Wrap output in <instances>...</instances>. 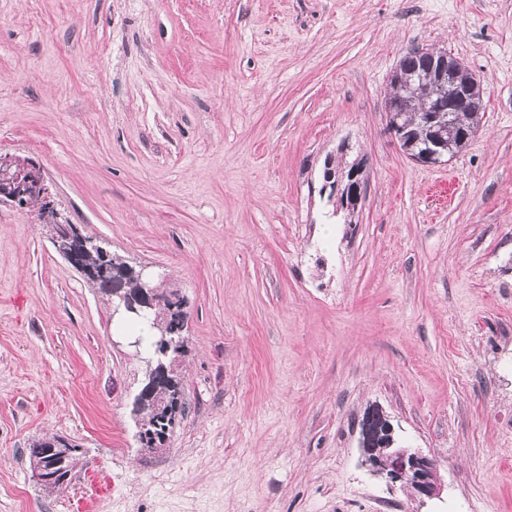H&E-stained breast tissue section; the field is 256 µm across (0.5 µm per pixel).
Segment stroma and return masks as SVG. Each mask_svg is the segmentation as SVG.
Segmentation results:
<instances>
[{"label":"stroma","mask_w":512,"mask_h":512,"mask_svg":"<svg viewBox=\"0 0 512 512\" xmlns=\"http://www.w3.org/2000/svg\"><path fill=\"white\" fill-rule=\"evenodd\" d=\"M414 46L481 83L446 165L386 129ZM0 154L189 313L150 451L111 302L0 205V512H512V0H0ZM340 156L352 214L319 193ZM371 409L441 499L362 468ZM55 435L81 456L51 491L27 450ZM335 175L329 172L324 174V184L321 188V193L327 191L329 188V198L337 196V202L340 209L352 214L357 210L358 205L362 199L365 186L364 169H355L350 175L348 180H336ZM334 181V182H333Z\"/></svg>","instance_id":"obj_1"}]
</instances>
